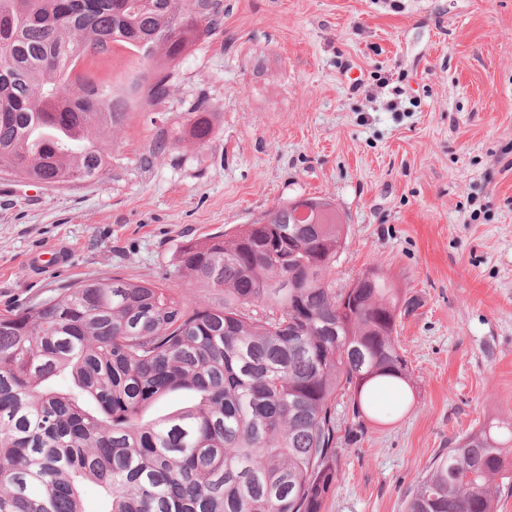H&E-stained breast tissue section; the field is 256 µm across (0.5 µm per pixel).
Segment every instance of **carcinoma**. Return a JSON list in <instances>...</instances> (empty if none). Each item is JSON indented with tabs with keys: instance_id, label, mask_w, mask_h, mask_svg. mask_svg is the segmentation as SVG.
I'll list each match as a JSON object with an SVG mask.
<instances>
[{
	"instance_id": "carcinoma-1",
	"label": "carcinoma",
	"mask_w": 512,
	"mask_h": 512,
	"mask_svg": "<svg viewBox=\"0 0 512 512\" xmlns=\"http://www.w3.org/2000/svg\"><path fill=\"white\" fill-rule=\"evenodd\" d=\"M0 0V174L56 187L99 179L93 138L121 127L131 98L99 99L78 60L135 53L138 99L166 98L171 67L223 24L217 0ZM82 93H74L76 83ZM82 126L55 141L58 124ZM186 130L206 146L202 103ZM182 137L159 130L152 153ZM318 209L305 219L294 207ZM345 224L318 198L285 201L233 233L182 243L174 261L194 299L119 275L73 283L0 312V512H323L341 477L337 398L364 433L374 379L409 382L394 333L398 289L380 274L334 288ZM178 391L190 405L149 419ZM512 481V422L473 429L438 456L405 512H496Z\"/></svg>"
}]
</instances>
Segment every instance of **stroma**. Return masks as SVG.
<instances>
[{"label": "stroma", "mask_w": 512, "mask_h": 512, "mask_svg": "<svg viewBox=\"0 0 512 512\" xmlns=\"http://www.w3.org/2000/svg\"><path fill=\"white\" fill-rule=\"evenodd\" d=\"M221 3L223 28L174 67L166 99L105 133L101 179L0 177V311L115 272L185 290L183 241L329 198L347 231L336 286L374 270L416 308L397 323L405 405L339 448L324 512H404L435 457L512 422V0ZM94 67L119 89L141 72L121 51ZM195 101L211 142L151 157ZM53 245L70 264L38 271Z\"/></svg>", "instance_id": "1"}]
</instances>
